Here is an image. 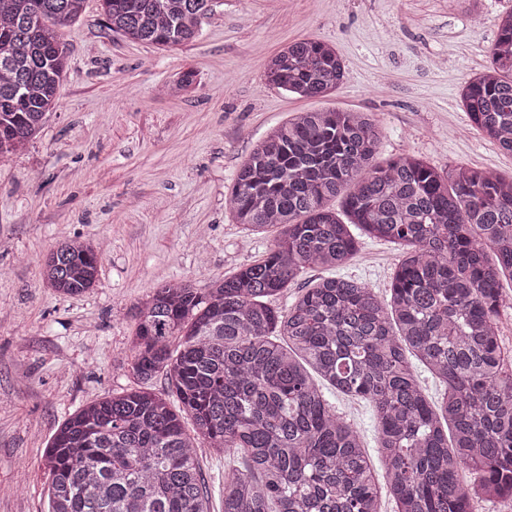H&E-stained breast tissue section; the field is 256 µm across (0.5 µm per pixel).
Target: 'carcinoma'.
Listing matches in <instances>:
<instances>
[{
  "label": "carcinoma",
  "mask_w": 512,
  "mask_h": 512,
  "mask_svg": "<svg viewBox=\"0 0 512 512\" xmlns=\"http://www.w3.org/2000/svg\"><path fill=\"white\" fill-rule=\"evenodd\" d=\"M84 0H0V156L25 148L59 98L68 66L60 29ZM217 0H100L108 30L171 48L194 42ZM336 50L300 39L273 55L266 80L301 98L342 82ZM197 83L192 69L167 85ZM463 105L474 128L512 154V7L499 16L489 63ZM382 131L360 112L298 113L239 168L228 203L248 231L281 229L265 256L197 288L153 290L138 312L132 370L164 373L170 394L107 395L67 418L45 448L49 512H208L196 434L243 464L224 474V512H472L512 497V368L499 343L500 289L512 280V180L414 155L377 161ZM342 197L348 222L329 201ZM406 250L390 298L353 278L325 277L282 312L270 300L310 268L357 251L349 230ZM100 251L78 240L43 276L78 296L94 287ZM445 385L433 408L407 359ZM367 399L378 421L385 487L357 430L323 386ZM176 397L172 403L170 397ZM466 467L475 481L465 483Z\"/></svg>",
  "instance_id": "cac0c4a2"
}]
</instances>
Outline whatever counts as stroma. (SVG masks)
I'll return each mask as SVG.
<instances>
[{
  "instance_id": "stroma-1",
  "label": "stroma",
  "mask_w": 512,
  "mask_h": 512,
  "mask_svg": "<svg viewBox=\"0 0 512 512\" xmlns=\"http://www.w3.org/2000/svg\"><path fill=\"white\" fill-rule=\"evenodd\" d=\"M448 0H224L195 42L161 49L105 28L99 0L62 31L68 54L57 107L41 133L0 158V512H48L44 450L71 414L138 388L131 370L136 308L156 286L196 287L260 259L278 231L237 224L227 197L242 163L272 130L305 111L368 112L383 128L378 158L411 154L448 169L512 177V154L470 125L463 87L485 66L498 16ZM302 38L346 65L329 96L296 99L270 86L266 60ZM194 69L195 89L166 86ZM67 239L100 246L98 281L65 297L40 274ZM334 276L388 296L400 247L358 234ZM361 435L376 478L377 415L327 391ZM210 512L224 470L240 465L197 440Z\"/></svg>"
}]
</instances>
